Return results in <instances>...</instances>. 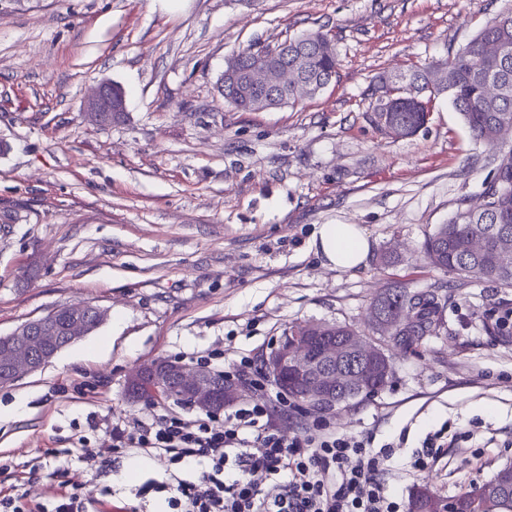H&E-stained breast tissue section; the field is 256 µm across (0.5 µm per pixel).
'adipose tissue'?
Instances as JSON below:
<instances>
[{
  "mask_svg": "<svg viewBox=\"0 0 512 512\" xmlns=\"http://www.w3.org/2000/svg\"><path fill=\"white\" fill-rule=\"evenodd\" d=\"M315 252L325 264L353 269L364 264L370 243L363 229L355 224L321 225L312 240Z\"/></svg>",
  "mask_w": 512,
  "mask_h": 512,
  "instance_id": "obj_1",
  "label": "adipose tissue"
}]
</instances>
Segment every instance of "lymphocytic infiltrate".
I'll return each instance as SVG.
<instances>
[{
	"label": "lymphocytic infiltrate",
	"instance_id": "1",
	"mask_svg": "<svg viewBox=\"0 0 512 512\" xmlns=\"http://www.w3.org/2000/svg\"><path fill=\"white\" fill-rule=\"evenodd\" d=\"M231 373L249 376L260 401L221 417L171 413L148 424L112 426L107 444L84 448L83 462L108 473L132 448L173 465L199 463L193 479L174 475L152 488L167 493L168 512H400L383 479L385 451L324 425L284 433L274 423L281 408L256 361L243 357ZM55 477L43 504L0 490V512H90L96 505L92 491L72 484L64 472Z\"/></svg>",
	"mask_w": 512,
	"mask_h": 512
}]
</instances>
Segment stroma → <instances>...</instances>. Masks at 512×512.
<instances>
[{
    "label": "stroma",
    "instance_id": "35a3bbf8",
    "mask_svg": "<svg viewBox=\"0 0 512 512\" xmlns=\"http://www.w3.org/2000/svg\"><path fill=\"white\" fill-rule=\"evenodd\" d=\"M512 0H0V336L79 302L99 328L0 388V489L43 497L54 470L110 506L164 512L137 486L168 476L165 459L84 468L113 424L198 408L129 399V370L156 358L213 356L226 370L264 360L292 325L367 331L385 288L451 298L438 335L415 351L387 346L393 378L342 412L290 409L292 431L324 423L390 445L384 479L401 504L429 485L450 497L512 461V288L434 268L421 246L480 194L512 134L476 142L448 100L417 134L394 140L368 110L381 72L451 57ZM311 30L339 52L338 76L294 106L240 112L218 80L227 61ZM102 81L123 87L124 118L83 112ZM323 224H357L370 251L331 268L311 247ZM393 252L397 263L377 258ZM96 416L98 430L87 416ZM455 434L433 468L411 464L425 437ZM137 472H130V465Z\"/></svg>",
    "mask_w": 512,
    "mask_h": 512
}]
</instances>
